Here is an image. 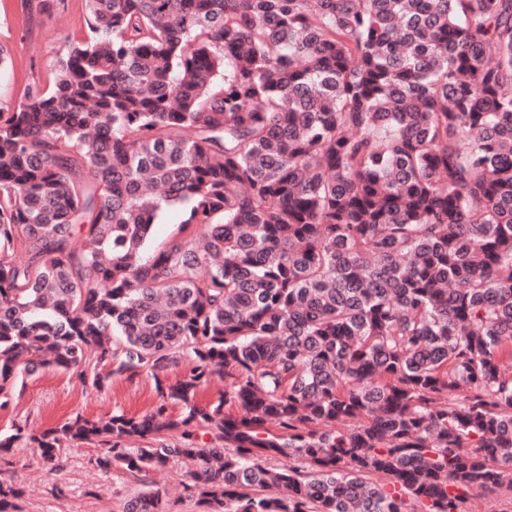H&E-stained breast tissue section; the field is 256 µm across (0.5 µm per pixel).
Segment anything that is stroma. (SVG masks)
Returning a JSON list of instances; mask_svg holds the SVG:
<instances>
[{
  "label": "stroma",
  "mask_w": 512,
  "mask_h": 512,
  "mask_svg": "<svg viewBox=\"0 0 512 512\" xmlns=\"http://www.w3.org/2000/svg\"><path fill=\"white\" fill-rule=\"evenodd\" d=\"M86 32L83 0H61L50 14L31 19L21 0H0V44L9 49L7 62L0 65V102H18L31 86L52 83L58 59ZM156 400L154 382L145 375L116 378L98 390L67 373L46 370L28 379L13 406L0 410V431L18 420L39 433L77 413L90 419L116 410L143 415ZM97 453L86 444L64 449L63 468L54 472L41 464L35 449L19 443L8 451L10 465L0 475L23 489L19 512H123L125 502L146 484L165 492L169 512H209L184 494L185 460H171L138 481L117 470L97 469L92 463Z\"/></svg>",
  "instance_id": "obj_1"
}]
</instances>
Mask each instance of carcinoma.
Listing matches in <instances>:
<instances>
[{
    "label": "carcinoma",
    "instance_id": "1",
    "mask_svg": "<svg viewBox=\"0 0 512 512\" xmlns=\"http://www.w3.org/2000/svg\"><path fill=\"white\" fill-rule=\"evenodd\" d=\"M85 4L51 86L0 103V410L45 369L159 403L14 422L0 452L186 459L213 512L511 494L512 0ZM21 495L0 480V512ZM182 217L181 206H168L161 209L155 218L153 237L146 245V252H151L159 244L167 241L177 232Z\"/></svg>",
    "mask_w": 512,
    "mask_h": 512
}]
</instances>
